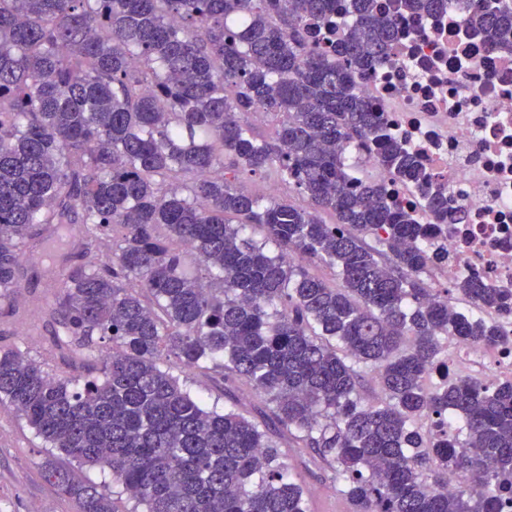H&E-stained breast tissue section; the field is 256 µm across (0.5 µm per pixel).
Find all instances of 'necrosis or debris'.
<instances>
[{
	"label": "necrosis or debris",
	"instance_id": "1",
	"mask_svg": "<svg viewBox=\"0 0 512 512\" xmlns=\"http://www.w3.org/2000/svg\"><path fill=\"white\" fill-rule=\"evenodd\" d=\"M466 0L425 20L401 17L390 62L364 88L384 132L426 168L424 186L375 168L393 200L429 225L431 248L447 249L441 277H472L512 296V54L486 48L460 24ZM448 196L458 221L436 220L432 195ZM470 310L505 336L495 347L454 345L431 375L483 383L512 380V314Z\"/></svg>",
	"mask_w": 512,
	"mask_h": 512
}]
</instances>
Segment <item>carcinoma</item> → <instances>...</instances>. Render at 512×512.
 Segmentation results:
<instances>
[{
  "label": "carcinoma",
  "instance_id": "obj_1",
  "mask_svg": "<svg viewBox=\"0 0 512 512\" xmlns=\"http://www.w3.org/2000/svg\"><path fill=\"white\" fill-rule=\"evenodd\" d=\"M338 2L0 0V304L45 227L49 258L68 265L45 282L51 348L88 371L58 377L0 347V408L42 440L43 473L76 512H118L124 494L132 512H310L283 448L326 461L352 512H501L512 493V382L424 386L445 338L502 339L449 313L448 292L512 301L477 279L431 287L423 274L448 253L429 252L428 226L336 151L374 142L381 167L426 180L360 90L396 20L349 0L340 36L312 39L336 27ZM403 2L418 18L448 5ZM464 24L512 50V0H469ZM256 112L280 117L273 140L239 120ZM271 169L311 206L241 187ZM101 342L112 354L96 355ZM169 354L224 370V412L164 366ZM361 364L378 374L376 404ZM240 379L260 397L249 411ZM447 414L465 436L434 443L423 420ZM62 457L112 481L81 479ZM452 469L469 483L450 492L438 473Z\"/></svg>",
  "mask_w": 512,
  "mask_h": 512
}]
</instances>
